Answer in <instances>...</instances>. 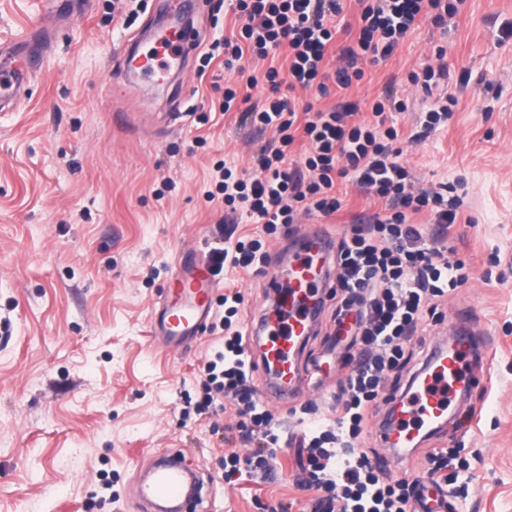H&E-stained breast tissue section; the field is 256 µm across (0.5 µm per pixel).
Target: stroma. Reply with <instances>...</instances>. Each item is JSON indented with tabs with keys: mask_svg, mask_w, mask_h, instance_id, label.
<instances>
[{
	"mask_svg": "<svg viewBox=\"0 0 512 512\" xmlns=\"http://www.w3.org/2000/svg\"><path fill=\"white\" fill-rule=\"evenodd\" d=\"M182 4L126 0L135 20L125 26L113 19L112 0H0V39L37 26L50 34L45 73L17 109L0 112V512H150L136 486L165 448L184 449L210 512L311 507L312 492L295 483L294 447L276 449L283 469L264 484L245 468L224 480L234 409L187 411L201 397L197 375L217 335L176 352L147 335L176 255L209 256L216 225L263 240L271 254L285 241L206 196L215 162L251 169L275 135L240 126L244 103L220 110L225 83L254 102L267 93L262 83L248 88L213 47L238 34L230 0H197L200 39L161 89L122 74L130 41ZM437 44L447 48L454 115L405 146L403 161L418 186L448 182L464 201L448 243L469 280L443 312H468L486 332L493 379L463 402L481 409L479 421L419 445L401 476L426 479L427 450L445 448L458 473L451 512H512V0H465L444 30L420 21L386 62L317 105L342 96L364 110L392 83L408 102L392 120L408 134L425 97L408 74L433 63ZM336 195L339 211L303 215L300 224L325 223L339 237L383 209L348 179ZM274 270H224L220 293L243 296L240 325L267 305ZM328 331L321 320L305 351L321 366L313 401L331 396L340 373Z\"/></svg>",
	"mask_w": 512,
	"mask_h": 512,
	"instance_id": "1",
	"label": "stroma"
}]
</instances>
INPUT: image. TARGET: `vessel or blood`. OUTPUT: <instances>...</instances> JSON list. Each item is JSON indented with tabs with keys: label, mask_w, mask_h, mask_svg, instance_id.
I'll return each mask as SVG.
<instances>
[{
	"label": "vessel or blood",
	"mask_w": 512,
	"mask_h": 512,
	"mask_svg": "<svg viewBox=\"0 0 512 512\" xmlns=\"http://www.w3.org/2000/svg\"><path fill=\"white\" fill-rule=\"evenodd\" d=\"M196 44V34L158 36L152 43L126 59V72L151 80L166 75L174 63L184 62ZM44 47L33 31L0 47V108H16L26 87L46 67ZM336 239L326 225L309 224L292 240V259L287 274H273L269 290L288 288L284 302L260 309L248 323V344L260 350V366L268 381V399L285 403L301 395L306 386L305 350L323 309L332 276L329 261ZM219 280L210 263L190 250L181 251L168 285L155 305L149 321L152 342L164 350H180L204 336L214 313L213 298ZM451 347L432 349L425 366L407 390L396 397L380 428L385 455L380 464L389 471L402 470L406 448L412 447L421 431L436 435L447 426L451 401L467 395L482 379L469 372L467 362L485 343L464 315L450 320ZM183 451L169 450L151 476L139 485L142 500L156 508L170 506L176 512H197L200 495L195 475L186 470ZM448 496L436 483L425 484L423 503L417 512H447Z\"/></svg>",
	"instance_id": "vessel-or-blood-1"
}]
</instances>
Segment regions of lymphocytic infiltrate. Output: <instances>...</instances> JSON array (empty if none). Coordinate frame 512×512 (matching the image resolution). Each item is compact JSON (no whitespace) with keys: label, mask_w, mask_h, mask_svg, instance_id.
I'll return each mask as SVG.
<instances>
[{"label":"lymphocytic infiltrate","mask_w":512,"mask_h":512,"mask_svg":"<svg viewBox=\"0 0 512 512\" xmlns=\"http://www.w3.org/2000/svg\"><path fill=\"white\" fill-rule=\"evenodd\" d=\"M240 42L224 39V51L241 60L244 52L266 59L286 49L289 89L315 91L324 97L330 85L346 89L364 76V64L386 61L401 40L414 31L418 18L446 25L464 0H358L360 29L340 50L342 64L327 73L325 58L337 34L344 29L338 18L345 0H235ZM278 69L263 77L248 76V87L266 82L270 94L243 112L245 123L274 129L275 139L254 157L252 172L237 173L219 161L214 165L218 194L230 210L245 211L267 230L294 224L297 213L324 216L339 210L334 189L349 177L367 195L381 200L383 212L366 217L349 235L339 239L336 277L337 326H348L362 349L353 370L342 382L329 408L335 418L318 424L302 440L306 462L301 485L316 491L314 512H414L418 482L395 479L374 465L360 439L369 413L381 396L390 372L407 364L406 348L425 320H439L449 291L469 278L465 261L448 257L446 239L426 241L409 214L429 212L433 223L450 227L463 204L449 196L447 183L417 186L402 161V143H418L448 123L456 104L441 97L428 104L419 131L402 136L390 124L391 113L406 103L394 86L373 100L370 120H357L359 105L344 99L326 109L313 103L297 107L281 94ZM309 145L302 165L289 167L290 147L296 133ZM243 301L241 292L225 295L220 326L224 332L199 376L204 392L196 414L231 403L239 417L240 444L251 446L248 458L235 450L224 453V476L234 477L248 465L259 482L277 469L267 449L277 444L271 413L260 403L253 382L255 364L246 338L233 319Z\"/></svg>","instance_id":"lymphocytic-infiltrate-1"}]
</instances>
